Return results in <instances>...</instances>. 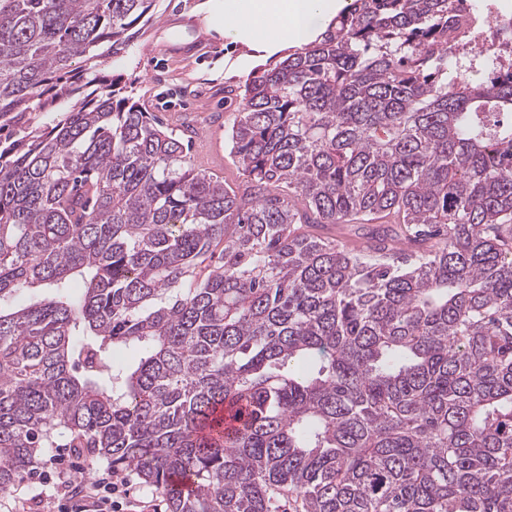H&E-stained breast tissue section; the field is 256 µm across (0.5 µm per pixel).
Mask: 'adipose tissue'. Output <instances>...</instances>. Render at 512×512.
I'll return each instance as SVG.
<instances>
[{"label":"adipose tissue","instance_id":"obj_1","mask_svg":"<svg viewBox=\"0 0 512 512\" xmlns=\"http://www.w3.org/2000/svg\"><path fill=\"white\" fill-rule=\"evenodd\" d=\"M348 0H205V21L246 47L248 66L282 62L319 40Z\"/></svg>","mask_w":512,"mask_h":512}]
</instances>
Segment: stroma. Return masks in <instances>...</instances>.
Segmentation results:
<instances>
[{
	"label": "stroma",
	"mask_w": 512,
	"mask_h": 512,
	"mask_svg": "<svg viewBox=\"0 0 512 512\" xmlns=\"http://www.w3.org/2000/svg\"><path fill=\"white\" fill-rule=\"evenodd\" d=\"M200 0H155L152 17L121 58L101 73L115 80L123 95L154 113L164 124L183 131L187 153L196 167L234 181L227 133L236 103L225 101L224 91L244 86L251 68L225 76V60L241 54L240 46L208 32L196 13ZM83 468L91 478L108 464L72 448L50 449L32 470L9 490L0 492V512H43L32 495L53 494L54 456Z\"/></svg>",
	"instance_id": "obj_1"
}]
</instances>
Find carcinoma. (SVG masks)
Masks as SVG:
<instances>
[{"mask_svg": "<svg viewBox=\"0 0 512 512\" xmlns=\"http://www.w3.org/2000/svg\"><path fill=\"white\" fill-rule=\"evenodd\" d=\"M153 2L0 0V489L65 447L169 512H512V77L457 79L470 0H352L228 91L234 186L101 79Z\"/></svg>", "mask_w": 512, "mask_h": 512, "instance_id": "obj_1", "label": "carcinoma"}]
</instances>
